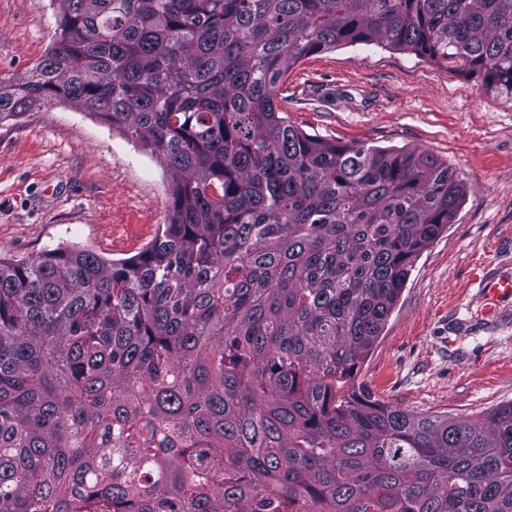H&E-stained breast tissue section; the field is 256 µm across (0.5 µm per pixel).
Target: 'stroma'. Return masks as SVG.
I'll use <instances>...</instances> for the list:
<instances>
[{
    "instance_id": "obj_1",
    "label": "stroma",
    "mask_w": 512,
    "mask_h": 512,
    "mask_svg": "<svg viewBox=\"0 0 512 512\" xmlns=\"http://www.w3.org/2000/svg\"><path fill=\"white\" fill-rule=\"evenodd\" d=\"M55 0H0V77L47 52ZM281 116L341 142L424 151L467 186L455 224L416 261L355 384L434 417L475 419L512 402V95L452 65L386 45H341L300 61L277 95ZM160 159L100 117L55 101L0 123V258L58 247L108 261L147 248L169 219Z\"/></svg>"
}]
</instances>
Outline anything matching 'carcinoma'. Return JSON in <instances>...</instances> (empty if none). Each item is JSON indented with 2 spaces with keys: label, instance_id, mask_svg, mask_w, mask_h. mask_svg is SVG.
<instances>
[{
  "label": "carcinoma",
  "instance_id": "1",
  "mask_svg": "<svg viewBox=\"0 0 512 512\" xmlns=\"http://www.w3.org/2000/svg\"><path fill=\"white\" fill-rule=\"evenodd\" d=\"M57 2L0 122L100 116L166 166L170 217L127 259H0V512H512V403L428 417L354 385L466 186L276 104L354 44L512 94V0Z\"/></svg>",
  "mask_w": 512,
  "mask_h": 512
}]
</instances>
